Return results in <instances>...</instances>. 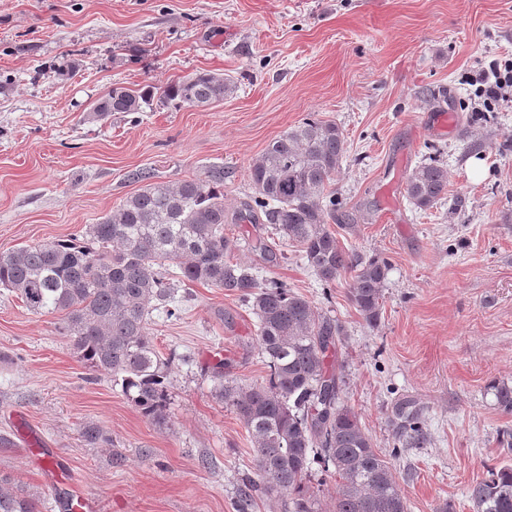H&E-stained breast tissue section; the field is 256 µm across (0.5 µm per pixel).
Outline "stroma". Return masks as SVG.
<instances>
[{"label": "stroma", "instance_id": "stroma-1", "mask_svg": "<svg viewBox=\"0 0 512 512\" xmlns=\"http://www.w3.org/2000/svg\"><path fill=\"white\" fill-rule=\"evenodd\" d=\"M512 58V0H0V252L68 238L140 185L224 168V203L252 193L249 166L315 114L343 130L336 175L344 210L365 221L340 243L391 265L369 326L345 279L320 280L295 249L272 266L254 251L271 229L228 224L232 261L288 284L344 326L342 398L390 459L408 512H475L471 484L512 461L489 389L512 381V101L477 112L475 75ZM230 77L217 105L160 103L107 120L112 87L163 86L196 71ZM448 191L428 210L404 195L428 157ZM480 175H473V167ZM179 317L153 312L151 337L179 356L163 422L142 416L109 374L89 373L60 315H35L0 289V484L63 512H237L255 452L210 368L263 383L256 317L237 296L192 284ZM424 408L431 442L402 448L394 405ZM100 429L98 444L83 427Z\"/></svg>", "mask_w": 512, "mask_h": 512}]
</instances>
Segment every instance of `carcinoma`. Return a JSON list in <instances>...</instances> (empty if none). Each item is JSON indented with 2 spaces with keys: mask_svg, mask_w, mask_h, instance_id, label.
<instances>
[{
  "mask_svg": "<svg viewBox=\"0 0 512 512\" xmlns=\"http://www.w3.org/2000/svg\"><path fill=\"white\" fill-rule=\"evenodd\" d=\"M233 90L231 80L202 70L160 88L115 86L93 111L101 119L141 112L156 99L176 108L205 107ZM346 153L343 130L310 116L252 161L253 194L231 214L224 205V168L177 185L154 182L143 170L135 178L145 186L100 222L65 240L0 253V288L16 293L36 315L63 314L61 334L84 367L110 374L126 399L156 422L165 419L176 355L166 357L155 347L152 312L163 305L167 315H176L178 286L190 284L222 288L247 303L257 319L267 382L244 386L226 379L222 361L211 368L218 396L234 407L256 451V477L242 479L238 512H251L260 494L280 501L283 512H318L309 488L313 454L338 478L332 512H408L393 465L342 401V324L288 284L261 282L251 267L227 259L225 224L269 226L322 281L350 275V301L368 325H376L389 262L342 247L329 224L336 220L334 177ZM447 191L448 172L436 160L406 177V198L420 210ZM258 250L272 266L285 258L262 240ZM491 388L498 409L512 414V385ZM392 425L403 448L430 442L410 400L396 405ZM470 497L476 512H512V463L491 467ZM0 512H38V501L0 488Z\"/></svg>",
  "mask_w": 512,
  "mask_h": 512,
  "instance_id": "obj_1",
  "label": "carcinoma"
}]
</instances>
